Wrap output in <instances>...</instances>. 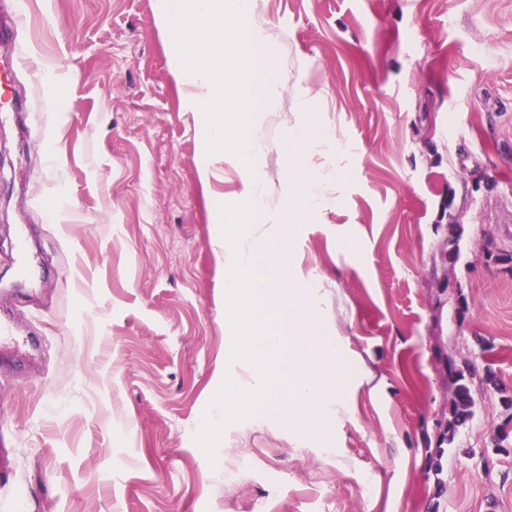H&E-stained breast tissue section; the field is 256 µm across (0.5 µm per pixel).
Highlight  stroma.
<instances>
[{
	"label": "stroma",
	"instance_id": "obj_1",
	"mask_svg": "<svg viewBox=\"0 0 512 512\" xmlns=\"http://www.w3.org/2000/svg\"><path fill=\"white\" fill-rule=\"evenodd\" d=\"M158 0H27L0 112V313L36 337L0 367V443L24 512H512V0H255L284 91L259 100L268 208L278 145L312 95L345 172L291 247L348 371L328 446L264 408L209 462L195 429L224 364V280L202 185L203 113L181 109ZM51 150L54 163L43 167ZM495 183L471 193L462 173ZM462 227L460 256L446 224ZM27 235V268L14 240ZM474 415L449 434V365Z\"/></svg>",
	"mask_w": 512,
	"mask_h": 512
}]
</instances>
